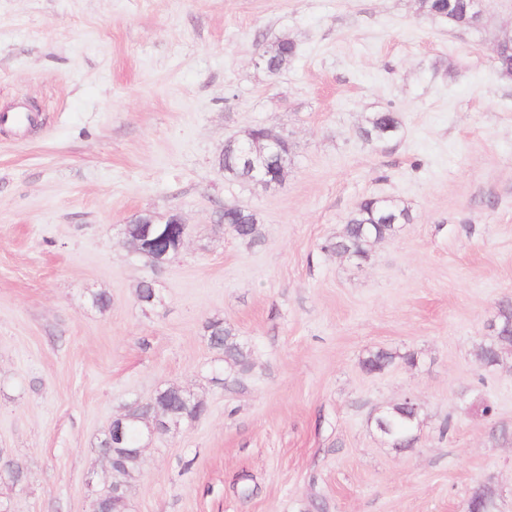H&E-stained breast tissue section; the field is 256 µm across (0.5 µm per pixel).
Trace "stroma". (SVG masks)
Wrapping results in <instances>:
<instances>
[{"label": "stroma", "instance_id": "35a3bbf8", "mask_svg": "<svg viewBox=\"0 0 512 512\" xmlns=\"http://www.w3.org/2000/svg\"><path fill=\"white\" fill-rule=\"evenodd\" d=\"M509 32L512 0L473 31L415 0H0V113L35 117L0 123V449L26 473L0 500L92 512L113 417L175 386L208 412L146 445L128 512H465L481 482L512 512V354L478 356L512 300ZM280 38L298 55L272 76L255 61ZM385 110L399 133L360 139ZM257 125L293 143L270 189L218 163ZM370 196L413 222L361 264L324 251ZM227 205L258 243L218 224ZM141 214L187 226L161 267L125 243ZM213 320L247 369L209 347ZM379 349L394 362L366 372ZM408 397L396 449L372 419ZM494 66L503 78L512 79V35L498 41ZM219 224L231 231L239 239L254 243L261 236L258 214L248 208L227 205L220 213ZM206 331L210 347L222 353L225 362H232L243 370L247 368L250 354L232 327L224 324V321L213 320L206 325Z\"/></svg>", "mask_w": 512, "mask_h": 512}]
</instances>
